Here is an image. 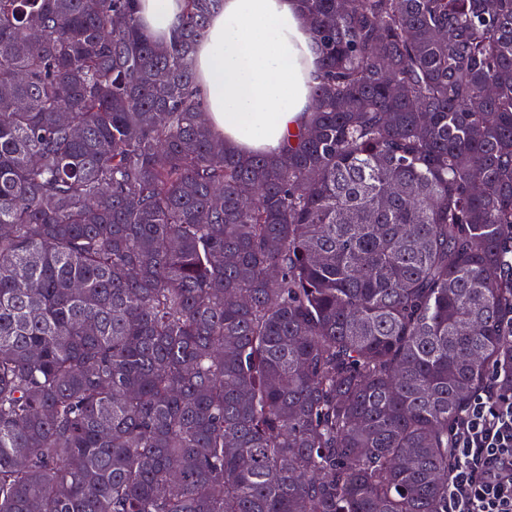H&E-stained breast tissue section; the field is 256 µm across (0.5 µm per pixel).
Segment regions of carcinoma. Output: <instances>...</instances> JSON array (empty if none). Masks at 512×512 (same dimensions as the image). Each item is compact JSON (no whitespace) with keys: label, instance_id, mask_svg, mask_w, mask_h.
<instances>
[{"label":"carcinoma","instance_id":"carcinoma-1","mask_svg":"<svg viewBox=\"0 0 512 512\" xmlns=\"http://www.w3.org/2000/svg\"><path fill=\"white\" fill-rule=\"evenodd\" d=\"M221 2L0 0V512H448L512 390V0H300L280 156L206 119ZM138 16L146 34L168 43L180 32L184 14L183 0H141Z\"/></svg>","mask_w":512,"mask_h":512}]
</instances>
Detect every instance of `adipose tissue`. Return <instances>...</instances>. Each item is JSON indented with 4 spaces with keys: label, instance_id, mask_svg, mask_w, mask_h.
I'll use <instances>...</instances> for the list:
<instances>
[{
    "label": "adipose tissue",
    "instance_id": "1",
    "mask_svg": "<svg viewBox=\"0 0 512 512\" xmlns=\"http://www.w3.org/2000/svg\"><path fill=\"white\" fill-rule=\"evenodd\" d=\"M184 8V0H140L138 16L167 43ZM194 58L211 129L237 153L281 154L307 128L320 57L298 0H223Z\"/></svg>",
    "mask_w": 512,
    "mask_h": 512
}]
</instances>
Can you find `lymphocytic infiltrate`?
<instances>
[{"label":"lymphocytic infiltrate","mask_w":512,"mask_h":512,"mask_svg":"<svg viewBox=\"0 0 512 512\" xmlns=\"http://www.w3.org/2000/svg\"><path fill=\"white\" fill-rule=\"evenodd\" d=\"M448 512H512V393L475 396L460 417Z\"/></svg>","instance_id":"obj_1"}]
</instances>
